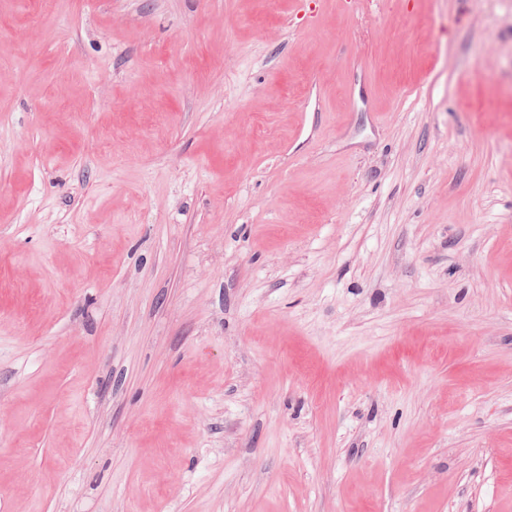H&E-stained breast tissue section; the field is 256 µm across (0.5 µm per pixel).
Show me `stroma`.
<instances>
[{
    "mask_svg": "<svg viewBox=\"0 0 512 512\" xmlns=\"http://www.w3.org/2000/svg\"><path fill=\"white\" fill-rule=\"evenodd\" d=\"M0 512H512V0H0Z\"/></svg>",
    "mask_w": 512,
    "mask_h": 512,
    "instance_id": "stroma-1",
    "label": "stroma"
}]
</instances>
